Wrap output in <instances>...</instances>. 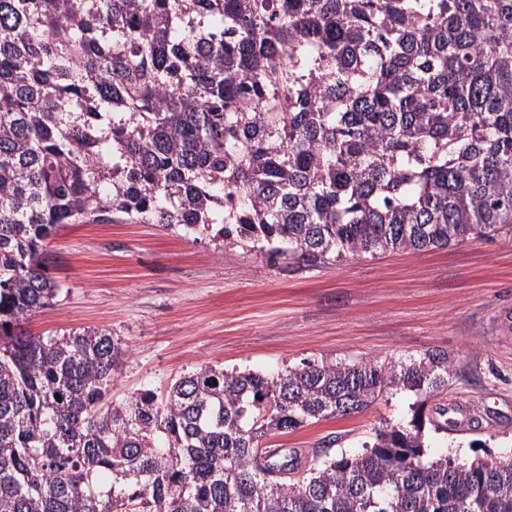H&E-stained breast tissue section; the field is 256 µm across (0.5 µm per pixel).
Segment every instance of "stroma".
I'll use <instances>...</instances> for the list:
<instances>
[{
    "label": "stroma",
    "instance_id": "stroma-1",
    "mask_svg": "<svg viewBox=\"0 0 512 512\" xmlns=\"http://www.w3.org/2000/svg\"><path fill=\"white\" fill-rule=\"evenodd\" d=\"M46 265L63 291L22 328L109 330L126 351L114 400L164 389L206 364L270 373L441 351L451 366L441 402L476 411L481 423L465 433L425 426L428 453L512 455V232L298 268L155 224H69L47 240ZM422 403L389 393L268 444L309 456L328 436L335 450L357 453L383 424L408 425Z\"/></svg>",
    "mask_w": 512,
    "mask_h": 512
}]
</instances>
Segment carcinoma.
I'll return each mask as SVG.
<instances>
[{"label":"carcinoma","instance_id":"1","mask_svg":"<svg viewBox=\"0 0 512 512\" xmlns=\"http://www.w3.org/2000/svg\"><path fill=\"white\" fill-rule=\"evenodd\" d=\"M63 224L308 267L512 232V0H0V512H512V457L432 458L420 424L259 466L268 437L439 394L446 353L112 401L110 331L14 333L62 293Z\"/></svg>","mask_w":512,"mask_h":512}]
</instances>
